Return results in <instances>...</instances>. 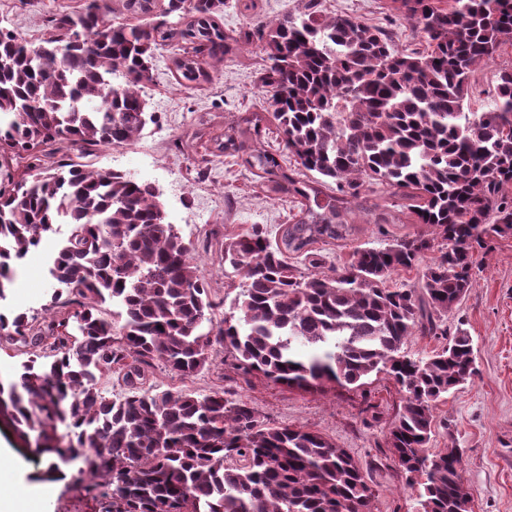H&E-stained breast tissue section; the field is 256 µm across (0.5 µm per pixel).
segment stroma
Returning a JSON list of instances; mask_svg holds the SVG:
<instances>
[{
	"instance_id": "stroma-1",
	"label": "stroma",
	"mask_w": 512,
	"mask_h": 512,
	"mask_svg": "<svg viewBox=\"0 0 512 512\" xmlns=\"http://www.w3.org/2000/svg\"><path fill=\"white\" fill-rule=\"evenodd\" d=\"M85 0H0V28L31 44H40L48 19L57 13H75ZM298 0H227L222 20L226 35L240 39V52L210 68L208 81L178 85L173 61L181 45L171 39L157 51L154 80L143 89L156 120L138 140L120 148H99L79 156L75 147L55 145L59 159H80L89 169L125 171L153 183L169 222L196 247V263L207 280L213 300L231 303L240 279L224 271V242L252 225L266 229L277 240L281 225L291 223L299 207L292 199L266 197L253 175L218 149L224 128L238 112H269L259 74L265 64L263 43L254 36L259 18H275L295 10ZM325 13L350 14L363 23L387 28L399 48L420 47L422 37L393 8L392 0H321ZM512 66L505 53L482 64L475 73L468 100L472 111L494 103L499 69ZM423 224L393 207L383 187L367 190L342 239L320 244L326 267L343 265L359 247H381L393 239L427 233ZM66 225H59L41 246L19 264L12 288L0 308L18 309L43 317L52 293L48 262L63 241ZM481 272L473 288L448 316L449 327L464 326L477 350L478 374L450 393L435 411V433L430 451L456 442L463 452L465 480L474 499V512H512V235L492 242L477 257ZM148 383L208 394L225 392L254 406L270 422L301 426L319 432L344 448L364 472L376 494L375 512H417L418 496L387 447V433L400 404L395 382L386 374L370 376L362 386L329 382L319 390L277 384L237 366L235 354L215 347L208 370L190 379L156 366ZM23 441L12 426L0 420V448L30 487L48 490L39 506L24 503L20 512H97L76 465H61L59 478L46 475L48 464L22 450Z\"/></svg>"
}]
</instances>
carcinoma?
I'll use <instances>...</instances> for the list:
<instances>
[{
  "label": "carcinoma",
  "mask_w": 512,
  "mask_h": 512,
  "mask_svg": "<svg viewBox=\"0 0 512 512\" xmlns=\"http://www.w3.org/2000/svg\"><path fill=\"white\" fill-rule=\"evenodd\" d=\"M393 2L423 47L400 50L320 0L257 20L260 85L297 168L267 149L258 112L241 113L219 150L300 211L274 244L258 227L224 243L241 291L218 321L195 246L167 221L152 183L73 162L49 169L45 158L55 143L84 152L133 143L154 121L142 89L156 51L175 35L186 44L174 60L180 85L207 80L200 58L222 64L230 51L218 23L225 0H167L152 27L109 23L88 0L77 16H54L36 47L0 30V158H29L19 180L0 186V299L15 264L68 226L49 268L50 321L36 328L25 312L0 311V340L54 356L0 382V419L35 434L37 455L79 462L98 512H373L360 466L322 434L272 425L223 391L145 387L159 363L198 375L216 345L243 370L301 389L387 373L402 394L387 444L421 486L418 512H456L470 497L461 450L431 454L428 444L437 403L477 375L473 339L460 326L448 332V314L474 285L475 253L512 231V69L497 74L494 108L464 111L477 67L512 48V0ZM156 5L123 0L141 17ZM331 181L334 194L322 190ZM372 185L430 232L358 248L323 271L312 245L343 238ZM290 252L309 271L290 266ZM429 253L420 288L386 287ZM416 333L448 343L414 358L404 345ZM113 370L125 385L116 399L97 388Z\"/></svg>",
  "instance_id": "carcinoma-1"
}]
</instances>
